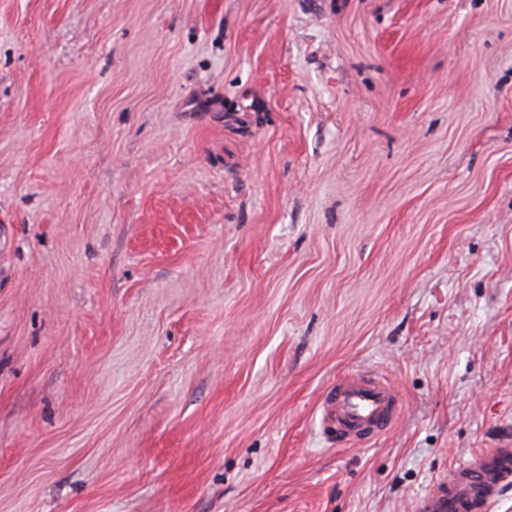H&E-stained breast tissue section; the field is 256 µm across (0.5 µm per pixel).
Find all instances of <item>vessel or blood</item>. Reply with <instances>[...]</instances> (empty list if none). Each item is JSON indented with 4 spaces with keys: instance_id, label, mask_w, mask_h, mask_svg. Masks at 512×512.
I'll use <instances>...</instances> for the list:
<instances>
[{
    "instance_id": "vessel-or-blood-1",
    "label": "vessel or blood",
    "mask_w": 512,
    "mask_h": 512,
    "mask_svg": "<svg viewBox=\"0 0 512 512\" xmlns=\"http://www.w3.org/2000/svg\"><path fill=\"white\" fill-rule=\"evenodd\" d=\"M400 398L383 379L355 373L342 379L324 398V431L347 442L384 434L396 419ZM512 486V448H492L455 467L446 480L417 500L416 512H489Z\"/></svg>"
}]
</instances>
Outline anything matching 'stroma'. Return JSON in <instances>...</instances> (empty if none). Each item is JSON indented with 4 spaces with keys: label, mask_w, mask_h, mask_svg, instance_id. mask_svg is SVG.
I'll return each mask as SVG.
<instances>
[{
    "label": "stroma",
    "mask_w": 512,
    "mask_h": 512,
    "mask_svg": "<svg viewBox=\"0 0 512 512\" xmlns=\"http://www.w3.org/2000/svg\"><path fill=\"white\" fill-rule=\"evenodd\" d=\"M370 371L402 410L326 440ZM512 448V0H0V512H414ZM400 398L383 379L366 372L342 379L324 398L323 430L336 442H361L384 434L396 419Z\"/></svg>",
    "instance_id": "1"
}]
</instances>
